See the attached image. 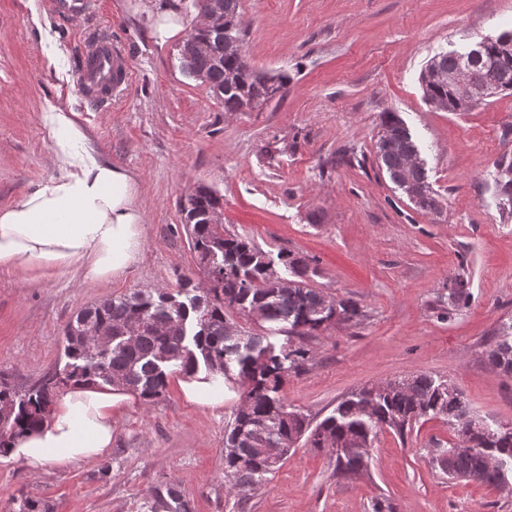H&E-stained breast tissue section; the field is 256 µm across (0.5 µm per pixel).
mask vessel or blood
<instances>
[{"label":"vessel or blood","mask_w":512,"mask_h":512,"mask_svg":"<svg viewBox=\"0 0 512 512\" xmlns=\"http://www.w3.org/2000/svg\"><path fill=\"white\" fill-rule=\"evenodd\" d=\"M132 68L117 40L100 42L86 52L79 76L87 93L98 99H112L125 89Z\"/></svg>","instance_id":"b4317fda"}]
</instances>
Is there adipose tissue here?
<instances>
[{"instance_id":"obj_1","label":"adipose tissue","mask_w":512,"mask_h":512,"mask_svg":"<svg viewBox=\"0 0 512 512\" xmlns=\"http://www.w3.org/2000/svg\"><path fill=\"white\" fill-rule=\"evenodd\" d=\"M136 195L131 176L116 167L93 162L77 173L61 171L0 210V268L76 265L90 281L122 275L142 245L143 213ZM175 384L189 403L224 404V390L216 381L181 372ZM136 399L122 386L75 383L38 430L16 440L9 456L34 473L96 461L111 448L119 419Z\"/></svg>"}]
</instances>
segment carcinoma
I'll return each mask as SVG.
<instances>
[{
  "mask_svg": "<svg viewBox=\"0 0 512 512\" xmlns=\"http://www.w3.org/2000/svg\"><path fill=\"white\" fill-rule=\"evenodd\" d=\"M224 37L207 32L201 36L213 43L211 53L192 61L190 73L224 100V111L243 112L262 108L286 85V76L255 72L240 60L243 34L239 28L240 0H223ZM469 68L499 92L512 91V54L496 42H488L480 55L463 59L441 53L426 65L421 84L431 105H452L448 83L434 72ZM417 150L412 134L393 112L381 115L376 142V160L389 179L404 193L426 195L425 211L439 203L430 188L425 166H408L407 154ZM499 208L512 213V183L495 182ZM223 207L222 198L201 187L184 207L185 223L191 228L193 250L201 269L213 275L214 286L189 294L190 282L172 293L164 289L137 291L83 309L66 330L65 376H47L27 390L11 386L0 375V456L22 433L36 428L49 414L56 390L72 380L117 383L138 392L148 404L165 396L173 369L221 375L246 387L247 403L238 406L224 429V473L232 476V488L250 491L278 468L261 452L271 439L291 449L307 437L312 448H327L335 457L336 470L355 474L367 468L369 448L384 429L404 434L420 421L441 419L455 441L436 449L437 466L448 477L499 487L512 473V427L501 424L466 430L482 423L471 413L462 393L450 380L416 375L405 383L388 382V389L364 387L336 406L333 414L315 427L306 417L288 409L280 391L289 374L304 371L312 359L302 340L326 330L332 323H348L361 316L351 300L326 308L322 293L305 280L308 265L292 254L281 256L296 279L278 287L272 260L250 241L224 232V225L208 223L210 211ZM235 307L256 320L278 324L286 342L275 348L267 337L250 335L247 343L226 334L224 308ZM110 330L117 340L112 350L99 357L90 352L82 336L87 323ZM487 351L497 369L512 366V325ZM18 512H54L38 498L21 499ZM151 512H189L188 502L174 484L158 490Z\"/></svg>",
  "mask_w": 512,
  "mask_h": 512,
  "instance_id": "cac0c4a2",
  "label": "carcinoma"
}]
</instances>
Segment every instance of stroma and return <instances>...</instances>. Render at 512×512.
<instances>
[{
    "label": "stroma",
    "mask_w": 512,
    "mask_h": 512,
    "mask_svg": "<svg viewBox=\"0 0 512 512\" xmlns=\"http://www.w3.org/2000/svg\"><path fill=\"white\" fill-rule=\"evenodd\" d=\"M82 19L50 0H0V209L56 177L52 116L78 134L72 156L127 171L144 212L137 260L115 281L78 268L0 269V373L27 388L63 369L64 334L81 309L135 290L201 283L182 208L197 187L224 198V229L270 259H308L309 284L358 303L364 315L308 342L313 360L289 376V408L319 424L360 388L424 373L451 380L474 415L512 425V377L486 351L512 323V214L495 196V162L512 153V93L464 112L431 107L427 62L512 31V0H240L244 52L288 85L262 109L228 112L186 73L181 38L157 43L152 0H91ZM117 37L132 80L107 104L79 86L82 54ZM409 128L440 202L416 207L379 169L380 115ZM470 299L452 306L455 278ZM185 401L176 386L131 407L102 458L34 474L0 456V512L27 494L55 512H149L160 486H178L191 512H512V493L451 480L432 462L452 431L441 420L405 436L379 433L362 475H337L328 449L296 443L254 490H230L224 427L240 403Z\"/></svg>",
    "instance_id": "obj_1"
}]
</instances>
